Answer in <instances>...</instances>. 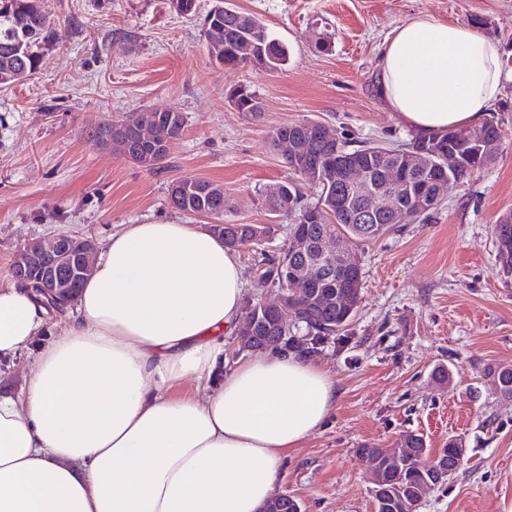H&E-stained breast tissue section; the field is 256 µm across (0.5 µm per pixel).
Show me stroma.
Instances as JSON below:
<instances>
[{"instance_id": "1", "label": "stroma", "mask_w": 512, "mask_h": 512, "mask_svg": "<svg viewBox=\"0 0 512 512\" xmlns=\"http://www.w3.org/2000/svg\"><path fill=\"white\" fill-rule=\"evenodd\" d=\"M259 18L288 49L287 64L261 71L211 60L204 18L172 0H45L60 32L27 80L0 89V286L27 244L68 234L103 248L124 224L205 227L175 209L174 180L203 178L224 188V221L269 224L260 251L237 252L244 305L272 297L255 268L287 248L288 223L262 197L273 184L318 189L288 167L273 131L316 120L356 141L403 146L410 128L377 97L383 40L413 17L475 27L497 39L504 89L494 112V161L449 185L428 220L405 218L363 244L364 277L344 346L328 342L313 360L333 377L336 402L324 425L284 453L276 493L302 512H376L358 448L423 436L431 453L456 440L463 466L424 497L418 512H512V401L491 374L512 367V272L498 261L494 226L512 213V0H231ZM250 86L258 114L227 98ZM145 109L181 113L185 124L163 166L147 170L88 133ZM449 373L447 385L435 377Z\"/></svg>"}]
</instances>
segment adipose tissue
Wrapping results in <instances>:
<instances>
[{
    "label": "adipose tissue",
    "mask_w": 512,
    "mask_h": 512,
    "mask_svg": "<svg viewBox=\"0 0 512 512\" xmlns=\"http://www.w3.org/2000/svg\"><path fill=\"white\" fill-rule=\"evenodd\" d=\"M502 81L497 41L417 17L385 37L376 89L399 123L434 134L480 125ZM243 293L234 253L189 224L111 234L51 340L31 288L0 287V361L35 352L21 392L0 389V512H260L336 385L278 349L179 394L223 364Z\"/></svg>",
    "instance_id": "adipose-tissue-1"
}]
</instances>
